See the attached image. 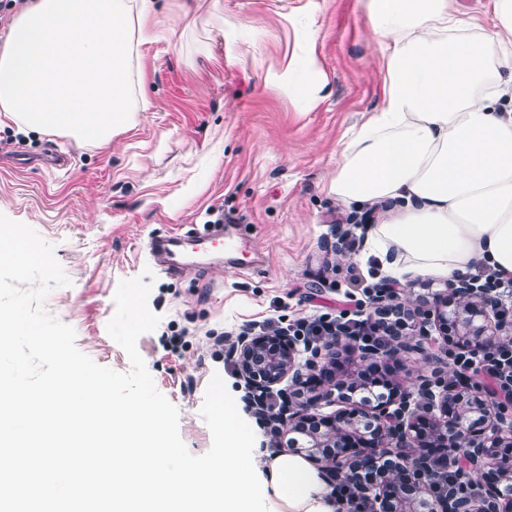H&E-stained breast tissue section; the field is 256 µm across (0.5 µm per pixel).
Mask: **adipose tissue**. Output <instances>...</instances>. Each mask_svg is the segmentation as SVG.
<instances>
[{
	"label": "adipose tissue",
	"mask_w": 512,
	"mask_h": 512,
	"mask_svg": "<svg viewBox=\"0 0 512 512\" xmlns=\"http://www.w3.org/2000/svg\"><path fill=\"white\" fill-rule=\"evenodd\" d=\"M473 37L450 0H367L387 50L386 96L352 133L329 191L364 207L391 202L361 260L388 275L456 281L476 264L512 274V0ZM157 0H27L0 40V123L96 147L148 109L134 88L135 45L159 39ZM271 504L343 512L298 454L259 449Z\"/></svg>",
	"instance_id": "ef3b65f1"
}]
</instances>
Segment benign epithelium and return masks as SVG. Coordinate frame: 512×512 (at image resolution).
Returning a JSON list of instances; mask_svg holds the SVG:
<instances>
[{
  "instance_id": "1",
  "label": "benign epithelium",
  "mask_w": 512,
  "mask_h": 512,
  "mask_svg": "<svg viewBox=\"0 0 512 512\" xmlns=\"http://www.w3.org/2000/svg\"><path fill=\"white\" fill-rule=\"evenodd\" d=\"M368 299L369 308L379 312L410 310L413 331L423 339L437 335L468 352L512 349V322L488 290L469 281L447 283L426 305L412 309L386 283L369 289ZM228 346L238 357L255 412L271 418L277 431L302 436L298 453L332 484L357 485L368 512H512V487L503 486L512 482V399H496L476 379L455 374L450 380L422 381L416 399L395 386L390 398L373 404L346 395L351 378L345 373L318 377L350 353L359 362L388 365L402 352L422 349L421 344L401 336L384 345L361 344L333 327L321 339L305 342L286 330L245 331ZM284 381L286 387L273 390ZM435 386L441 391L434 392ZM274 392L281 401L278 411L266 404ZM335 405L329 415L317 413ZM432 439L445 445L443 461L461 457L467 473L482 476L488 468L500 473L499 480L484 486L478 498L464 490L452 498L436 494ZM379 457L393 458L396 469L359 481V470Z\"/></svg>"
}]
</instances>
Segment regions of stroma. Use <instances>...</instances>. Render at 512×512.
I'll list each match as a JSON object with an SVG mask.
<instances>
[{
    "mask_svg": "<svg viewBox=\"0 0 512 512\" xmlns=\"http://www.w3.org/2000/svg\"><path fill=\"white\" fill-rule=\"evenodd\" d=\"M223 5L225 39L210 21ZM163 0L154 22L168 39L135 49L134 66L150 100L147 111L108 147L0 128V214L35 230L54 247L71 284L44 307L76 332L79 351L117 372L130 368L107 324L120 281L151 270L148 307L160 322L137 348L157 390L180 412L190 453H206L211 432L199 415L213 375L249 413L258 446L285 450L286 439L253 414L239 365L210 356L214 338L248 326H287L345 309L349 277L384 280L355 250L336 252L337 220L355 226L362 209L336 202L328 184L341 152L384 99L382 49L371 36L362 0ZM315 35H308V28ZM315 51L322 90L314 108L300 92L270 86L266 74ZM55 145L70 157L61 170L10 163ZM222 220L242 241L240 258H207L200 273L174 274L149 250L151 238ZM439 347L402 354L395 381L452 377Z\"/></svg>",
    "mask_w": 512,
    "mask_h": 512,
    "instance_id": "stroma-1",
    "label": "stroma"
}]
</instances>
